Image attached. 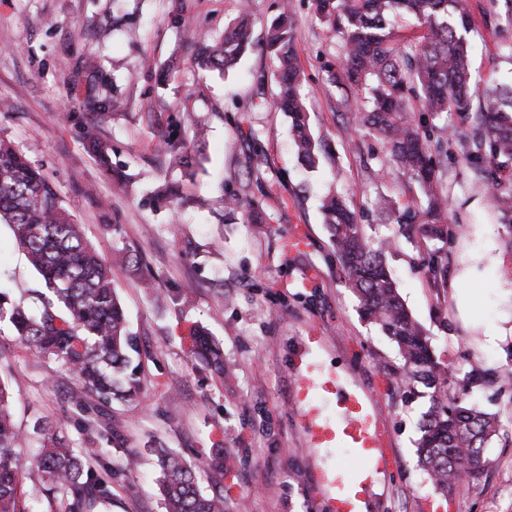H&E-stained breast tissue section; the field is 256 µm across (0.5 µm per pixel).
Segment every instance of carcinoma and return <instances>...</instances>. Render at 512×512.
<instances>
[{
	"mask_svg": "<svg viewBox=\"0 0 512 512\" xmlns=\"http://www.w3.org/2000/svg\"><path fill=\"white\" fill-rule=\"evenodd\" d=\"M319 19L344 36L343 52L332 82L363 92L353 110L340 105L358 126L385 138L389 160L409 174L423 204L397 221L440 243L448 239L441 219L448 211L445 169L450 139L466 145V161L485 181L501 221L512 223V84L479 89L471 72L472 23L463 0H315ZM410 17L423 28L412 52L392 39L393 22ZM247 10L219 40L202 42L196 54L203 70L224 71L249 48ZM295 20L288 11L274 19L266 48L278 57L281 71L278 108L288 113L301 159L316 165L322 146L311 137L307 109L294 66ZM419 113L413 118L412 113ZM461 119L451 135L435 123L442 114ZM84 141L107 172L108 147L97 129ZM162 149L183 165L187 147L166 138ZM322 209L332 244L366 321L396 345L402 366L400 386L428 390L432 405L423 415L417 439L418 461L431 486L446 491L476 480L491 465L486 446L499 435L495 414L470 401L474 378L465 374L448 390V370L434 357L430 338L406 310L385 264L390 243L367 240L362 224L342 197L328 194ZM0 223L11 226L44 291L31 309L0 290V327L43 359L70 370L80 384L74 398L79 414L100 412L114 399H135L141 380L133 356L140 355L127 325L105 260L85 239L80 224L65 210L54 184L25 154L0 140ZM189 353L208 371L224 375L220 345L200 327L188 336ZM8 389L0 382V512H25L20 504L23 478L58 498L64 512H98L112 498V470L93 468L38 420L34 436L23 435L8 409ZM35 446L28 471L21 470L17 449ZM165 512H224V497L197 488L195 468L165 449L158 455Z\"/></svg>",
	"mask_w": 512,
	"mask_h": 512,
	"instance_id": "carcinoma-1",
	"label": "carcinoma"
}]
</instances>
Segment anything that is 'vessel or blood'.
Listing matches in <instances>:
<instances>
[{
    "mask_svg": "<svg viewBox=\"0 0 512 512\" xmlns=\"http://www.w3.org/2000/svg\"><path fill=\"white\" fill-rule=\"evenodd\" d=\"M321 345L320 337H307L306 353L295 362L294 409L309 447L351 448L366 463V471L353 475L328 469L316 473L317 483L328 495L329 512H355L370 473L387 470L391 460L383 450L384 432L370 397L350 387L342 373H324L313 361L311 354ZM327 396L335 398L338 406L332 422L321 406Z\"/></svg>",
    "mask_w": 512,
    "mask_h": 512,
    "instance_id": "obj_1",
    "label": "vessel or blood"
}]
</instances>
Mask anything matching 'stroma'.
<instances>
[{
    "label": "stroma",
    "instance_id": "stroma-1",
    "mask_svg": "<svg viewBox=\"0 0 512 512\" xmlns=\"http://www.w3.org/2000/svg\"><path fill=\"white\" fill-rule=\"evenodd\" d=\"M282 0H250L251 49L232 69L199 70L191 34L220 37L240 0H0V139L11 142L54 183L87 241L110 263L112 282L136 334L144 393L106 408L111 438L83 431L72 402L74 376L0 337V379L14 424L32 430L44 418L92 466L112 470L104 512H164L157 449L181 453L206 495H223L226 512H329L318 468L360 466L353 449L308 448L293 404L291 357L306 336L323 339L325 368H340L371 397L395 463L377 479L364 512H512V390L498 373L512 368V227L502 224L487 187L474 180L453 145L445 187L448 242L443 280L427 270L436 241L406 234L372 211L389 195L397 212L418 192L385 159L381 136L347 125L338 110L336 72L343 36L320 21L312 0H291L301 93L313 137L324 151L302 165L288 117L275 104L278 63L265 48ZM475 41L473 77L485 85L512 80V23L489 14L490 0H466ZM95 61L97 97L120 108L104 126L112 172L83 140L94 118L82 66ZM185 142L190 165L169 163L159 141ZM126 181L114 178V171ZM182 199L156 203L163 184ZM248 194L261 223L249 224L229 195ZM362 212L373 239H395L387 262L413 318L431 338L449 380L475 372L473 394L500 424L486 449L492 466L445 493L433 490L417 463L415 442L428 398L399 389L395 345L360 315L334 254L320 209L327 192ZM304 232L308 249L283 251ZM129 255L126 263L115 254ZM0 282L32 303L43 285L9 225L0 224ZM208 329L231 375L200 368L188 353L191 326ZM232 458L216 468V449Z\"/></svg>",
    "mask_w": 512,
    "mask_h": 512
}]
</instances>
